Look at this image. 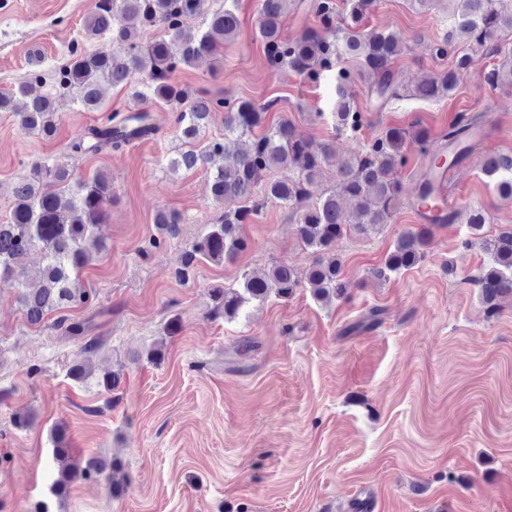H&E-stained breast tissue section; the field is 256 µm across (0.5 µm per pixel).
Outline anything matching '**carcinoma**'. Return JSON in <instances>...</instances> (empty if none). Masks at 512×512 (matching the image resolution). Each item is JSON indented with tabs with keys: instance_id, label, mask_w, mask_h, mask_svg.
Wrapping results in <instances>:
<instances>
[{
	"instance_id": "obj_1",
	"label": "carcinoma",
	"mask_w": 512,
	"mask_h": 512,
	"mask_svg": "<svg viewBox=\"0 0 512 512\" xmlns=\"http://www.w3.org/2000/svg\"><path fill=\"white\" fill-rule=\"evenodd\" d=\"M207 0H98L97 10L85 27L88 39L109 35L112 50L88 51L74 45L68 57L53 73V91L35 95L33 85L43 83L40 71L24 75L8 94H0V112H10L21 130L50 137L56 130L54 100L69 97L87 110L102 111V86H128L134 109L126 114L105 115V121L88 128L72 144L75 154L105 149L118 151L153 131L151 104L167 106L175 126L185 138L187 149L167 159L166 168L176 171L198 166L209 168L212 202L222 208L217 221L183 251L174 270L177 281L187 283L201 261L221 263L234 259L247 248L242 225L266 203L288 208L294 217L296 236L315 254L305 279L286 263H275L266 271L245 272L235 286L213 285L208 294L209 315L233 321L252 302L270 297L288 299L298 288L308 285L315 299L327 301L345 293L336 258V240L347 225L370 235L389 223L399 204V169L405 166L407 143L418 145L433 159L435 144L420 128L388 127L353 156L335 160L331 144L317 142L282 120L260 134L271 103H257L239 97H216L204 88L181 86L171 74L193 65L203 57H214L224 42L235 38L239 18L236 0H224L216 10L205 9ZM289 0H260L258 30L272 70L286 65L305 80L317 83L329 76L336 88V131L355 132L363 124L350 92L356 79L370 75V91L385 104L400 97L391 65L404 51L397 35L362 24L373 0H348L343 21H338L336 0H309L308 9L317 21V30L297 40L283 37L282 25ZM448 31L436 44L435 53L453 58V66L422 81L415 96L440 99L448 96L469 76L473 57L492 52L498 63L484 75L492 87L512 88V4L508 0H449ZM123 25H111L114 14ZM148 28H162L166 35L149 41L140 39ZM224 112V138L204 140V129L213 112ZM477 122L460 115L442 139L454 146L459 159L473 148L471 131ZM243 137L250 138L244 150L236 148ZM483 170L494 180L504 198L512 199V155L487 159ZM33 178L15 185L14 208L10 220L0 223V287L15 290L26 319L37 324L52 313L89 302L81 274L109 246L97 234L112 204V184L102 173L87 180L73 179L68 161L37 160ZM333 178L334 185L318 196L309 187ZM465 217L475 230L486 224L482 208L466 206L448 222ZM182 216L162 212L156 220L159 237L150 245L161 246L179 234ZM427 234L408 230L398 237L384 266L375 275L387 279L409 269L425 256ZM492 265L478 276L477 283L487 300L512 292V232H503L486 241ZM34 251L42 254V267L33 278L23 272L26 258ZM97 345L84 344L86 360L68 370V376L102 392H113L121 383L122 369L95 372L92 357ZM57 477L52 493L60 496L78 478L106 474L112 494L119 495L125 475L117 461L90 459L81 466L71 458L69 437L64 429L50 430Z\"/></svg>"
}]
</instances>
